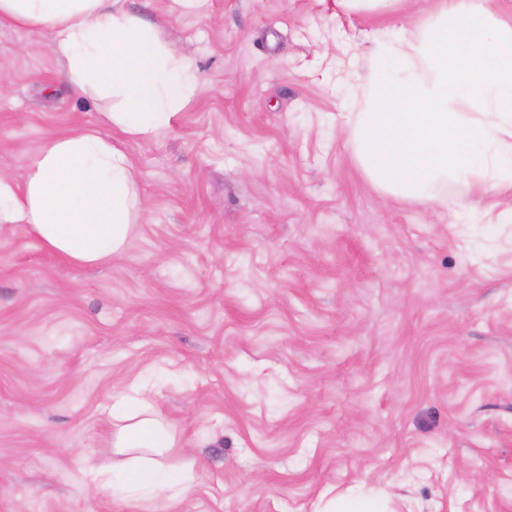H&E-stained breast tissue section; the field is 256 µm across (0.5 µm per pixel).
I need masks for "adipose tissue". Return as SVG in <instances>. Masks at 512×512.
I'll use <instances>...</instances> for the list:
<instances>
[{"mask_svg": "<svg viewBox=\"0 0 512 512\" xmlns=\"http://www.w3.org/2000/svg\"><path fill=\"white\" fill-rule=\"evenodd\" d=\"M490 2L437 0L415 31L373 39L375 78L349 115V144L381 194L431 205L451 182L512 190V20ZM0 26L49 31L69 85L105 101L106 124L131 137H153L199 87L188 57L125 0H0ZM140 218L134 164L96 129L49 137L21 173L0 174V229L27 225L74 263L124 253ZM112 419L120 460L90 470L91 481L182 496L190 474L162 462L175 439L153 408L122 400Z\"/></svg>", "mask_w": 512, "mask_h": 512, "instance_id": "adipose-tissue-1", "label": "adipose tissue"}]
</instances>
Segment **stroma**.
<instances>
[{
  "instance_id": "35a3bbf8",
  "label": "stroma",
  "mask_w": 512,
  "mask_h": 512,
  "mask_svg": "<svg viewBox=\"0 0 512 512\" xmlns=\"http://www.w3.org/2000/svg\"><path fill=\"white\" fill-rule=\"evenodd\" d=\"M129 6L199 89L151 139L111 132L144 209L123 256L76 265L0 231V512H512V191L426 206L365 178L345 113L392 18ZM48 42L0 27L1 173L105 127ZM135 386L192 473L181 497L86 479Z\"/></svg>"
}]
</instances>
